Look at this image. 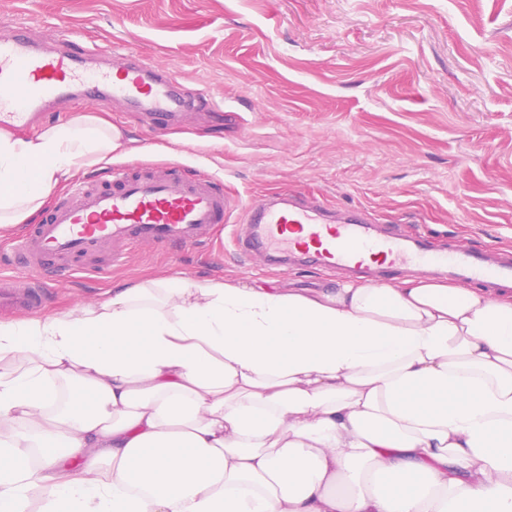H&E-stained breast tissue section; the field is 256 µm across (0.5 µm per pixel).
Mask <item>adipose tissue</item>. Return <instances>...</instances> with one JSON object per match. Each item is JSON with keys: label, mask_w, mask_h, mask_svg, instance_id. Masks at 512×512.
Returning a JSON list of instances; mask_svg holds the SVG:
<instances>
[{"label": "adipose tissue", "mask_w": 512, "mask_h": 512, "mask_svg": "<svg viewBox=\"0 0 512 512\" xmlns=\"http://www.w3.org/2000/svg\"><path fill=\"white\" fill-rule=\"evenodd\" d=\"M122 146L0 129V228ZM0 512H512V293L163 277L0 322ZM76 397L60 401L59 390Z\"/></svg>", "instance_id": "1"}]
</instances>
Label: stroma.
<instances>
[{
  "instance_id": "35a3bbf8",
  "label": "stroma",
  "mask_w": 512,
  "mask_h": 512,
  "mask_svg": "<svg viewBox=\"0 0 512 512\" xmlns=\"http://www.w3.org/2000/svg\"><path fill=\"white\" fill-rule=\"evenodd\" d=\"M24 22L164 67L201 101L163 131L104 98L62 103L50 126L95 115L124 139L60 190L124 165H186L243 202L312 194L439 245L512 252V0H0V32ZM162 276L299 291L345 278L240 264L226 233L78 274L46 313Z\"/></svg>"
}]
</instances>
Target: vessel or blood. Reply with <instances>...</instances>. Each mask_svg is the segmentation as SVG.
<instances>
[{
  "label": "vessel or blood",
  "instance_id": "b4317fda",
  "mask_svg": "<svg viewBox=\"0 0 512 512\" xmlns=\"http://www.w3.org/2000/svg\"><path fill=\"white\" fill-rule=\"evenodd\" d=\"M108 57L107 66L91 63ZM106 96L148 112L157 129L194 104L172 76L135 56L109 57L107 48L55 45L33 25L0 37V123L31 124L57 101ZM235 204L221 178L187 169L123 166L108 179L81 182L61 196L0 257V309H43L72 273H102L143 245L185 247L210 237ZM246 228L232 236L242 263L285 259L366 279L425 268L470 281L512 283V259L493 250L438 248L422 235L377 224L372 213L272 193L246 203Z\"/></svg>",
  "mask_w": 512,
  "mask_h": 512
}]
</instances>
